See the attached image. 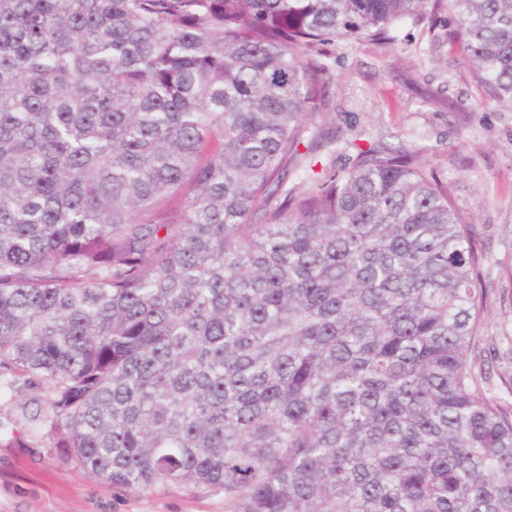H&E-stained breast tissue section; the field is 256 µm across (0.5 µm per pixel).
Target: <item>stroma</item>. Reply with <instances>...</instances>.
<instances>
[{"mask_svg":"<svg viewBox=\"0 0 512 512\" xmlns=\"http://www.w3.org/2000/svg\"><path fill=\"white\" fill-rule=\"evenodd\" d=\"M389 45L342 42L327 46L330 82L319 118L339 141L360 147L384 141L418 151L422 161L456 184L464 215L486 255L487 294L482 355L476 370L493 395L512 403V109L490 98L465 63L463 45L448 39V16L405 21ZM23 383L0 391V424L24 430L0 441V512H227L220 491L168 486L146 493L114 488L83 473L66 449L29 437L47 412Z\"/></svg>","mask_w":512,"mask_h":512,"instance_id":"obj_1","label":"stroma"}]
</instances>
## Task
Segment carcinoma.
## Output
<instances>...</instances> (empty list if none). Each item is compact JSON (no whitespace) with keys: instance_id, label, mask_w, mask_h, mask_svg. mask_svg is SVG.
<instances>
[{"instance_id":"carcinoma-1","label":"carcinoma","mask_w":512,"mask_h":512,"mask_svg":"<svg viewBox=\"0 0 512 512\" xmlns=\"http://www.w3.org/2000/svg\"><path fill=\"white\" fill-rule=\"evenodd\" d=\"M440 9L512 108V0H0V376L52 447L228 512H512L451 182L312 154L323 46Z\"/></svg>"}]
</instances>
